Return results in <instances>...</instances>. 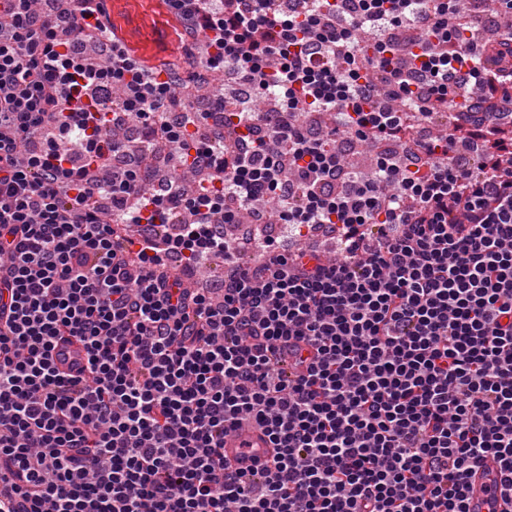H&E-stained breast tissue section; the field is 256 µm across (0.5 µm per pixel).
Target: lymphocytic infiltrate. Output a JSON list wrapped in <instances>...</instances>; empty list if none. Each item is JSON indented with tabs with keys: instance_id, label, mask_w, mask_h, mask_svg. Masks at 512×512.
<instances>
[{
	"instance_id": "f902f5d3",
	"label": "lymphocytic infiltrate",
	"mask_w": 512,
	"mask_h": 512,
	"mask_svg": "<svg viewBox=\"0 0 512 512\" xmlns=\"http://www.w3.org/2000/svg\"><path fill=\"white\" fill-rule=\"evenodd\" d=\"M36 2L0 0V512H470L490 457L512 497V66L455 49L454 0H170L209 69L279 91L274 112L216 102L229 140L208 113L170 120L182 77L77 53L98 0ZM406 21L404 65L386 32ZM467 85L454 131L419 138ZM130 122L142 163L99 180ZM344 137L400 148L355 177ZM167 144L207 171L192 194L153 187ZM258 199L296 235L330 228L335 256L268 238L187 287ZM245 423L275 455L232 473Z\"/></svg>"
}]
</instances>
